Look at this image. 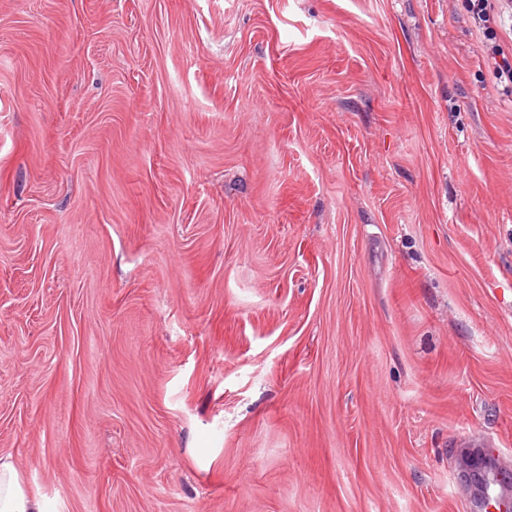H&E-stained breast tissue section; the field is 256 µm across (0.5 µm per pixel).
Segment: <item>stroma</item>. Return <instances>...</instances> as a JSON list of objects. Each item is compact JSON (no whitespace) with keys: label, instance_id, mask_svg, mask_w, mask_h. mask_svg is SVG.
Segmentation results:
<instances>
[{"label":"stroma","instance_id":"1","mask_svg":"<svg viewBox=\"0 0 512 512\" xmlns=\"http://www.w3.org/2000/svg\"><path fill=\"white\" fill-rule=\"evenodd\" d=\"M512 463V94L466 0H0V449L48 512H478Z\"/></svg>","mask_w":512,"mask_h":512}]
</instances>
